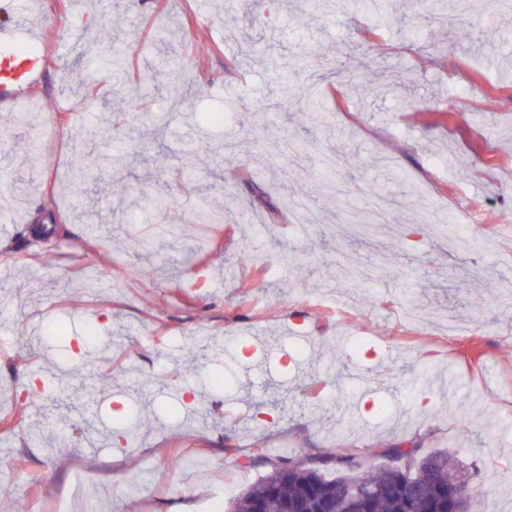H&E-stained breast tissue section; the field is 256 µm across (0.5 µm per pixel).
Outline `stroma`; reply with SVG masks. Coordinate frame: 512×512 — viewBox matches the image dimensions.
I'll use <instances>...</instances> for the list:
<instances>
[{"label":"stroma","mask_w":512,"mask_h":512,"mask_svg":"<svg viewBox=\"0 0 512 512\" xmlns=\"http://www.w3.org/2000/svg\"><path fill=\"white\" fill-rule=\"evenodd\" d=\"M32 2L43 67L0 99V512H59L80 484L92 512H227L270 461L399 442L449 452L479 512H512V294L485 292L512 280V0L451 24L438 0ZM381 58L412 83L360 97ZM287 83L326 125L274 109ZM102 114L122 171L60 189L46 146L73 169ZM203 190L221 219L200 228ZM457 200L478 214L465 231ZM51 216L65 243L34 241ZM32 382L63 384L58 405L30 403ZM187 391L192 414L167 416Z\"/></svg>","instance_id":"obj_1"}]
</instances>
